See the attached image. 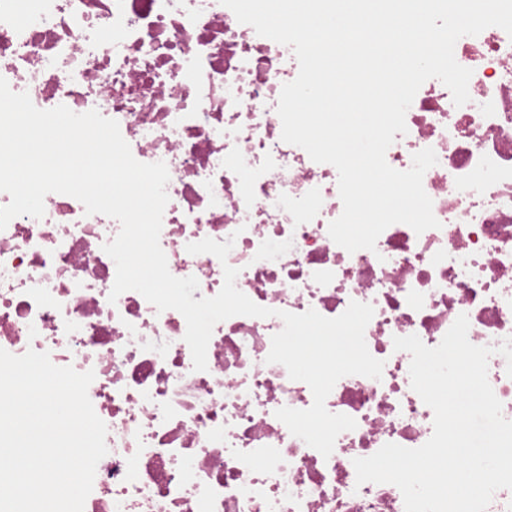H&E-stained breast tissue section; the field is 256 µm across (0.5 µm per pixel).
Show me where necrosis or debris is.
<instances>
[{
	"label": "necrosis or debris",
	"instance_id": "necrosis-or-debris-1",
	"mask_svg": "<svg viewBox=\"0 0 512 512\" xmlns=\"http://www.w3.org/2000/svg\"><path fill=\"white\" fill-rule=\"evenodd\" d=\"M454 56L473 71L469 102L426 81L386 152L404 171L435 151L423 187L438 227L396 223L375 250L350 253L328 234L343 211L337 169L281 139V89L299 73L291 47L221 0H0L12 91L40 109L98 110L136 160L166 164L160 245L172 275L197 279L193 299L215 296L229 265L237 288L274 311L219 322L197 371L180 312L132 290L110 301L116 265L103 246L117 220L51 193L43 218L0 230V349L95 373L88 394L108 452L84 512H405L397 486L357 484L353 465L433 433L394 337L437 346L462 314L474 345L512 337V37L490 27L461 37ZM205 238L234 239L226 261L187 252ZM353 300L374 308L365 341L384 368L334 386L327 409L357 426L326 458L275 416L310 407V387L266 358L279 311L334 318Z\"/></svg>",
	"mask_w": 512,
	"mask_h": 512
}]
</instances>
